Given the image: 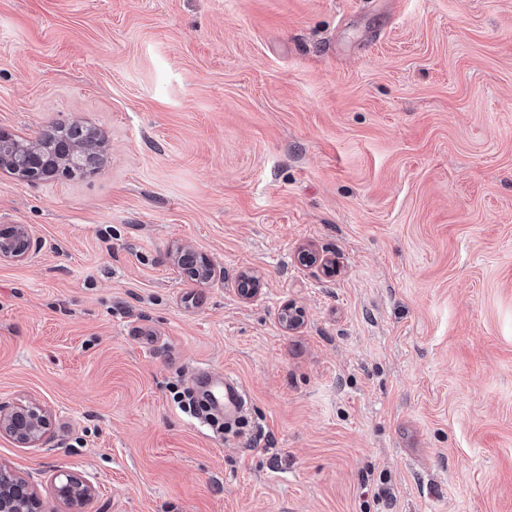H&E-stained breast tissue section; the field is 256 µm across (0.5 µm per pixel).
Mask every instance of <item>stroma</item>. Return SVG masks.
Listing matches in <instances>:
<instances>
[{"label": "stroma", "mask_w": 512, "mask_h": 512, "mask_svg": "<svg viewBox=\"0 0 512 512\" xmlns=\"http://www.w3.org/2000/svg\"><path fill=\"white\" fill-rule=\"evenodd\" d=\"M73 121L96 174L0 172V407L51 420L1 467L55 512L63 471L82 512H512V0H0V128ZM203 369L244 425L174 403ZM33 244L28 224H0V260L22 261L28 258ZM177 263L187 272L193 270L194 273H197L201 270L203 272L204 278L211 277L212 275V268L210 267V264L204 261L202 257L198 256L195 251L189 248L181 249L178 252ZM196 382L206 393L209 407L224 413L225 421L243 416L248 406V394L236 378L228 374H224V377H215L201 373L196 376ZM58 483L56 484L57 498L70 507L72 512H78L79 508L87 499H89L94 491V486L85 478H80L74 474L62 472L56 476Z\"/></svg>", "instance_id": "1"}]
</instances>
